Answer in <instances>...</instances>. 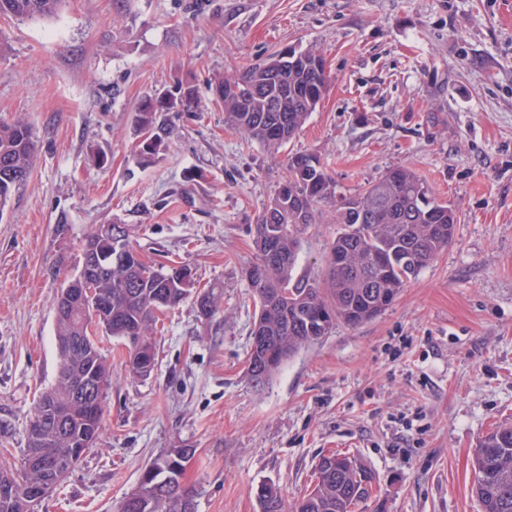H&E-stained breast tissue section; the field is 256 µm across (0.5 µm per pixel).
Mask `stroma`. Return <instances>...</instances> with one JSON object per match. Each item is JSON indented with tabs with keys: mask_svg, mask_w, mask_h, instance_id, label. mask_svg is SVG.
Listing matches in <instances>:
<instances>
[{
	"mask_svg": "<svg viewBox=\"0 0 512 512\" xmlns=\"http://www.w3.org/2000/svg\"><path fill=\"white\" fill-rule=\"evenodd\" d=\"M310 46L332 83L303 131L276 151L245 139L211 80ZM186 79L196 111L165 114L169 148L140 165L135 103ZM20 115L38 155L0 217V467L20 468L57 370L55 301L95 225H126L146 257L223 292L211 318L189 300L161 314L147 379L97 336L103 434L37 512H121L171 448L195 451L197 512H259L263 483L294 501L336 451L376 477L357 512H480L475 448L512 425V0H65L49 19L0 17V122ZM297 151L348 195L415 169L455 210V237L382 315L337 325L257 387L253 228ZM335 235L311 225L295 277L324 270Z\"/></svg>",
	"mask_w": 512,
	"mask_h": 512,
	"instance_id": "stroma-1",
	"label": "stroma"
}]
</instances>
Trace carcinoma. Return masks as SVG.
Segmentation results:
<instances>
[{"mask_svg": "<svg viewBox=\"0 0 512 512\" xmlns=\"http://www.w3.org/2000/svg\"><path fill=\"white\" fill-rule=\"evenodd\" d=\"M64 0H0V16L18 21L49 18ZM330 82L321 52L311 46L278 51L265 60L232 69L210 82V91L224 107L228 123L250 139L279 149L303 129L324 97ZM195 88L178 82L176 91L146 94L134 108L136 152L147 165L165 154L173 130L160 125L163 112L195 111ZM37 140L25 118L0 122V216L30 177ZM325 206L338 225L324 272L315 278L293 279L303 236ZM377 217L360 221L361 212ZM457 217L437 199L414 170L386 169L353 196L336 192V182L321 158L312 152L288 156L287 176L263 207L254 225L256 262L247 270L256 307L246 372L262 386L301 349L330 334L337 324L354 327L378 317L403 288L452 242ZM98 269L94 294L75 273L66 279L83 306L55 316L60 358L55 381L44 389L36 406L51 410L75 401L62 374L95 377L112 384V368L89 325L96 323L128 347V374L151 375L156 366L152 326L157 315L188 298L207 299L197 310L212 317L221 306L222 291L211 285L196 288L195 272L187 263L156 264L144 259L127 232L110 234L101 224L88 236ZM267 268V278L258 271ZM83 426L70 421L67 432L51 420L44 426L38 448L46 458L68 447L67 435ZM192 448L165 451L147 463L139 481L152 507L123 504L122 512H185L197 491L185 484ZM473 493L481 512H512V426L501 425L483 436L475 450ZM314 487L293 503L278 488L261 485L255 493L260 512H355L370 498L373 475L344 452L319 460Z\"/></svg>", "mask_w": 512, "mask_h": 512, "instance_id": "1", "label": "carcinoma"}]
</instances>
